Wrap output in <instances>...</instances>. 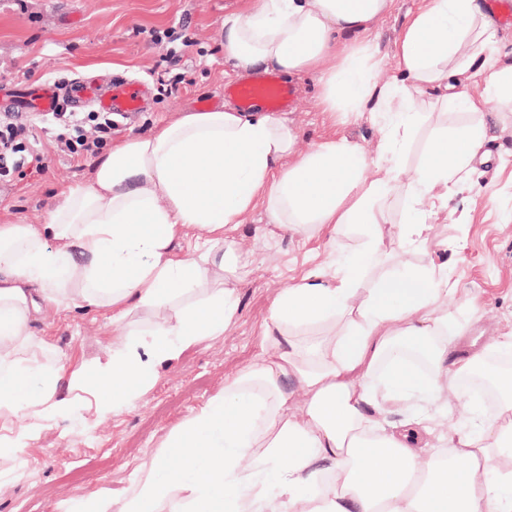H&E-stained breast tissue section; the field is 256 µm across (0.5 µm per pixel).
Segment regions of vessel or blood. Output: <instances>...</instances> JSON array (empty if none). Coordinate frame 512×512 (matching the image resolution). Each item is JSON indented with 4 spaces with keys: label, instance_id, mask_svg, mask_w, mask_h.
I'll list each match as a JSON object with an SVG mask.
<instances>
[{
    "label": "vessel or blood",
    "instance_id": "b4317fda",
    "mask_svg": "<svg viewBox=\"0 0 512 512\" xmlns=\"http://www.w3.org/2000/svg\"><path fill=\"white\" fill-rule=\"evenodd\" d=\"M149 93L147 84L122 76L105 81L72 78L0 86V110L21 115H45L62 109L93 107L100 112L124 115L140 111ZM225 97L240 107H261L270 112L291 108L292 87L272 74L251 75L224 87Z\"/></svg>",
    "mask_w": 512,
    "mask_h": 512
}]
</instances>
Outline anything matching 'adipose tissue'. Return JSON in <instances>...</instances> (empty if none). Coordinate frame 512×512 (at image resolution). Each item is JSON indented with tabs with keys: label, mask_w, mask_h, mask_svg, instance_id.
<instances>
[{
	"label": "adipose tissue",
	"mask_w": 512,
	"mask_h": 512,
	"mask_svg": "<svg viewBox=\"0 0 512 512\" xmlns=\"http://www.w3.org/2000/svg\"><path fill=\"white\" fill-rule=\"evenodd\" d=\"M393 6L246 0L224 18L234 67L318 75L331 117L372 104L382 122L374 150L344 137L299 150L273 112L185 111L113 142L87 182L56 193L43 223L0 224V418L24 419L10 448L38 435L39 418L72 413L73 391L89 385L100 416L127 410L161 368L223 335L246 257L233 234L254 211L312 239H356L332 272L277 292L261 358L170 430L126 495L88 493L66 512H512V369L488 362L512 350V336L449 362L476 300L449 309L447 262L416 265L391 250L440 240L449 193L485 161L484 116L512 104V61H488L498 29L482 0H422L400 37L397 75L382 78L365 35ZM467 73L485 77L476 93L459 89ZM429 87L478 120L431 140L409 169L403 151L421 123L412 92ZM395 192L401 225L385 219ZM46 305L106 311L119 337L95 362H52L29 332ZM476 374L493 407L431 442L425 415L467 402L463 382ZM406 406L415 414L385 427Z\"/></svg>",
	"instance_id": "ef3b65f1"
}]
</instances>
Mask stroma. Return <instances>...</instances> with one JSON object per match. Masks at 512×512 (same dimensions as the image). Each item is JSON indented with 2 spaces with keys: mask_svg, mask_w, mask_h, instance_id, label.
<instances>
[{
  "mask_svg": "<svg viewBox=\"0 0 512 512\" xmlns=\"http://www.w3.org/2000/svg\"><path fill=\"white\" fill-rule=\"evenodd\" d=\"M240 5L241 0H0V84L111 73L146 80L147 109L115 121L112 138L146 135L160 120L199 108L201 100L224 105L225 83L240 76L224 61V17ZM418 5L419 0H395L374 32L387 62H394L405 22ZM167 29L186 42L175 66L166 60V46L152 40L153 32ZM288 83L296 95L288 116L300 149L334 135L375 147L380 129L370 111L331 121L319 110L316 76L301 74ZM417 98L426 119L408 147L410 166L432 135L464 120L437 104L435 89ZM487 124L488 162L448 200L449 209L467 218L443 228L447 249L431 246L410 254L402 245L394 247L415 263L447 261L459 297L476 298L479 320L458 346L461 354L481 349L488 337L512 334V200L504 196L512 188V114L488 117ZM25 125L41 143L45 168L0 184V217L39 224L60 187L87 181L96 159L61 155L46 142L37 120ZM236 236L251 257L239 273L238 309L230 328L162 368L155 387L132 410L100 418L94 387L76 391L75 413L42 419L27 448L0 453V512H61L65 501L90 491L125 493L170 429L260 356L261 325L279 288L327 267L336 247L355 244L351 237L314 243L292 231H274L261 213L240 225ZM31 330L48 337L59 360L70 364L104 357L112 345L108 316L95 310L47 307Z\"/></svg>",
  "mask_w": 512,
  "mask_h": 512,
  "instance_id": "1",
  "label": "stroma"
}]
</instances>
